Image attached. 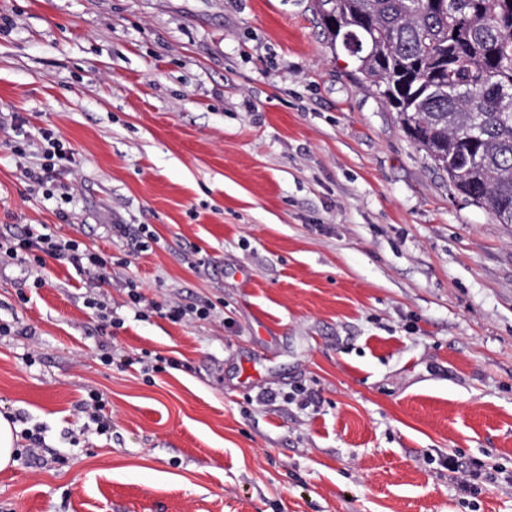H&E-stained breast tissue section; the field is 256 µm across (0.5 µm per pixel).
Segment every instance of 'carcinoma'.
I'll list each match as a JSON object with an SVG mask.
<instances>
[{"mask_svg":"<svg viewBox=\"0 0 512 512\" xmlns=\"http://www.w3.org/2000/svg\"><path fill=\"white\" fill-rule=\"evenodd\" d=\"M322 24L413 142L512 224V0H316Z\"/></svg>","mask_w":512,"mask_h":512,"instance_id":"obj_1","label":"carcinoma"}]
</instances>
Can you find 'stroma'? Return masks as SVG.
<instances>
[{"label": "stroma", "mask_w": 512, "mask_h": 512, "mask_svg": "<svg viewBox=\"0 0 512 512\" xmlns=\"http://www.w3.org/2000/svg\"><path fill=\"white\" fill-rule=\"evenodd\" d=\"M46 129L73 153L50 190ZM27 224L111 255L123 324L103 337L71 264H0V414L44 437L0 512H512V224L314 0H0V236ZM131 283L212 315L136 317ZM106 404L102 394L93 392L89 395V400H85L81 404L80 409L82 413H87L93 421L98 422L101 429L107 430V428L109 429L108 419L103 414Z\"/></svg>", "instance_id": "1"}]
</instances>
